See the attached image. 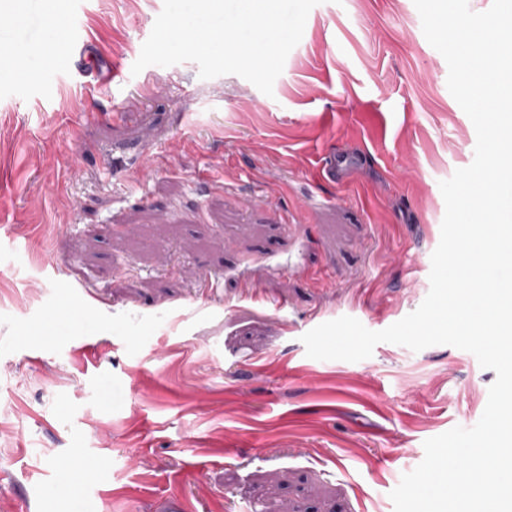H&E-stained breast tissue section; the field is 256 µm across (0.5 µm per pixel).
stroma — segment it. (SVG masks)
Segmentation results:
<instances>
[{
  "label": "stroma",
  "instance_id": "stroma-1",
  "mask_svg": "<svg viewBox=\"0 0 512 512\" xmlns=\"http://www.w3.org/2000/svg\"><path fill=\"white\" fill-rule=\"evenodd\" d=\"M19 2L11 36L94 42L86 72L36 52L0 78V512H76L43 488L87 456L91 512H394L495 372L301 338L419 307L440 183L474 159L413 0H322L269 96L133 73L163 0Z\"/></svg>",
  "mask_w": 512,
  "mask_h": 512
}]
</instances>
